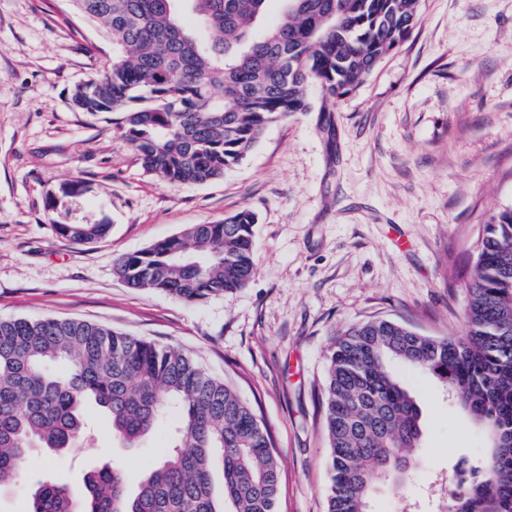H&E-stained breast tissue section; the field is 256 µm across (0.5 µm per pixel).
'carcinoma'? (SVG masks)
I'll list each match as a JSON object with an SVG mask.
<instances>
[{"instance_id":"cac0c4a2","label":"carcinoma","mask_w":512,"mask_h":512,"mask_svg":"<svg viewBox=\"0 0 512 512\" xmlns=\"http://www.w3.org/2000/svg\"><path fill=\"white\" fill-rule=\"evenodd\" d=\"M112 40V61L78 86L82 112L124 113L122 136L144 171L171 186L205 184L242 162L273 123L310 111L308 86L330 111L408 40L420 0H284L258 39L267 0H69ZM189 9L205 32L182 21ZM81 186L49 197L55 210ZM255 214L194 224L115 273L129 287L185 302L234 293L254 274ZM77 243L110 225L54 223ZM512 208L487 220L467 284L465 329L421 335L388 319L335 337L322 405L329 444L327 512H369L373 484L412 480L423 430L400 363L441 381L501 444L485 463L460 460L448 512H512ZM127 448L177 413L169 446L134 490L119 465L84 476V490L38 481L27 512H276L279 462L270 431L228 384L181 351L73 319L0 320V493L34 448L62 454L93 425L88 405ZM220 468L223 495H214Z\"/></svg>"}]
</instances>
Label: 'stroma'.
I'll list each match as a JSON object with an SVG mask.
<instances>
[{
	"instance_id": "35a3bbf8",
	"label": "stroma",
	"mask_w": 512,
	"mask_h": 512,
	"mask_svg": "<svg viewBox=\"0 0 512 512\" xmlns=\"http://www.w3.org/2000/svg\"><path fill=\"white\" fill-rule=\"evenodd\" d=\"M111 54L68 0H0V319H78L182 350L270 430L277 512H326L318 395L334 337L371 318L461 334L484 225L512 207V0H421L410 38L330 116L310 86V112L271 124L202 185L144 173L120 114L73 107ZM71 181L82 192L47 210ZM243 208L257 217L255 271L236 293L188 303L116 276L118 256ZM89 220L108 235L79 244L55 229ZM394 373L416 397L422 446L413 480L377 483L370 509L438 512L456 463L480 462L488 438L438 379ZM170 428L126 448L100 421L66 456L32 453L0 512H24L43 476L78 487L116 461L137 485Z\"/></svg>"
}]
</instances>
